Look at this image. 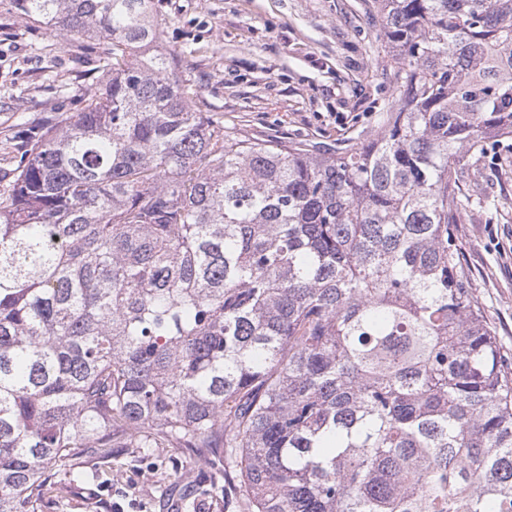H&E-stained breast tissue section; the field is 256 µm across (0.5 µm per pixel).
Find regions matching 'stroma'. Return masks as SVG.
I'll return each mask as SVG.
<instances>
[{
  "mask_svg": "<svg viewBox=\"0 0 512 512\" xmlns=\"http://www.w3.org/2000/svg\"><path fill=\"white\" fill-rule=\"evenodd\" d=\"M160 45L225 128L319 153L377 138L399 95L396 53L374 0H150ZM95 55L0 5V140L25 123L78 111ZM456 227L471 286L512 363V138L493 142L461 184ZM203 463L179 448H116L51 471L37 512H247L212 491Z\"/></svg>",
  "mask_w": 512,
  "mask_h": 512,
  "instance_id": "obj_1",
  "label": "stroma"
}]
</instances>
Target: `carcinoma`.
Here are the masks:
<instances>
[{
    "mask_svg": "<svg viewBox=\"0 0 512 512\" xmlns=\"http://www.w3.org/2000/svg\"><path fill=\"white\" fill-rule=\"evenodd\" d=\"M100 45L0 144V512L185 448L249 512H512V372L454 234L512 138V0H375L401 96L339 154L224 128L148 0H9Z\"/></svg>",
    "mask_w": 512,
    "mask_h": 512,
    "instance_id": "1",
    "label": "carcinoma"
}]
</instances>
